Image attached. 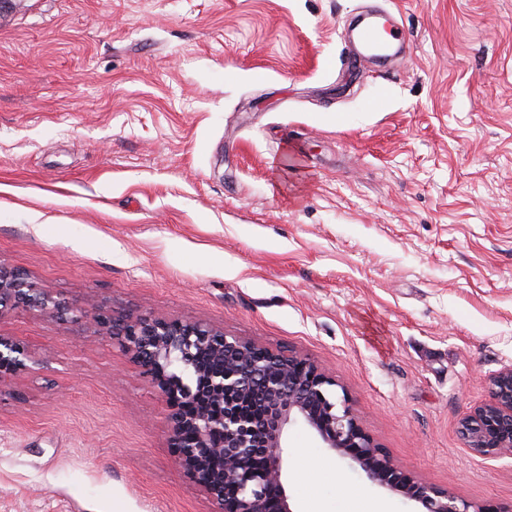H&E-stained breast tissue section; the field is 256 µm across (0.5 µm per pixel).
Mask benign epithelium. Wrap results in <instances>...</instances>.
<instances>
[{"label":"benign epithelium","mask_w":512,"mask_h":512,"mask_svg":"<svg viewBox=\"0 0 512 512\" xmlns=\"http://www.w3.org/2000/svg\"><path fill=\"white\" fill-rule=\"evenodd\" d=\"M19 306L118 340L166 404L177 468L216 512H292L283 438L297 425L374 485L419 504L421 512H496L420 482L395 463L360 426L348 398L336 393L335 379L307 358L207 323L92 313L0 265V314ZM38 365L23 346L0 336V379ZM236 393L259 398L261 412L241 414L234 408ZM460 433L479 456L512 457V364L492 377L489 400L462 421Z\"/></svg>","instance_id":"1"}]
</instances>
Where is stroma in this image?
<instances>
[{"label":"stroma","instance_id":"stroma-1","mask_svg":"<svg viewBox=\"0 0 512 512\" xmlns=\"http://www.w3.org/2000/svg\"><path fill=\"white\" fill-rule=\"evenodd\" d=\"M373 5L406 52L346 64ZM0 265L308 358L414 477L512 512L459 434L512 364V0H8ZM0 336L48 364L0 383V512H214L116 343L24 307ZM285 445L293 512H414Z\"/></svg>","mask_w":512,"mask_h":512}]
</instances>
